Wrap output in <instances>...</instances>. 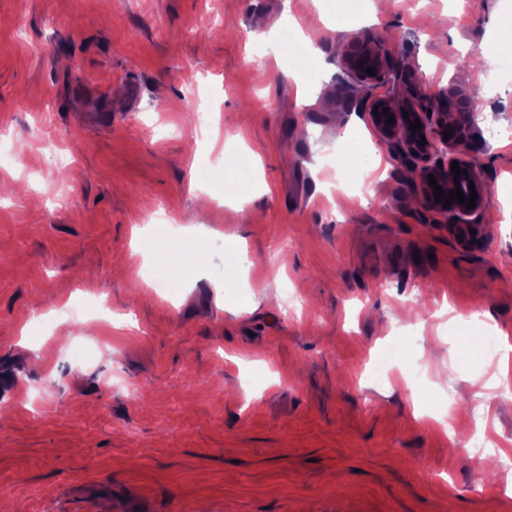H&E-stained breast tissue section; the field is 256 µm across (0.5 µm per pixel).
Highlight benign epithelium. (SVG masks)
Returning a JSON list of instances; mask_svg holds the SVG:
<instances>
[{"label": "benign epithelium", "mask_w": 512, "mask_h": 512, "mask_svg": "<svg viewBox=\"0 0 512 512\" xmlns=\"http://www.w3.org/2000/svg\"><path fill=\"white\" fill-rule=\"evenodd\" d=\"M352 51L344 52L339 57V65L349 76L361 86L372 90L391 82L403 86L400 99L395 100L386 95L372 98L370 110L377 111L371 120L379 138L386 144H395L400 154L417 160L420 166L417 178L420 182L423 200L433 207H444V203L435 201L434 190L428 184V176L434 175L437 184L442 187L443 197L461 187L463 194L468 196L469 185H474L477 199L474 208L468 209L464 204H450L449 211L457 224L469 223V217L477 213L483 205V184L478 175L476 161L458 154V150L466 147L471 137V113L469 97L463 93L452 92L446 96L426 94L417 88L407 75L400 72L381 38L374 37L365 31L355 33L350 40ZM376 74L369 75L368 69ZM408 115H403V112ZM454 112L457 118L448 122V113ZM394 117L395 123H387L388 117ZM420 120L421 129L412 131L410 124ZM450 138H444V133ZM425 136L424 145H419L420 136ZM458 163L460 170L468 172V176L459 177L454 181L451 163Z\"/></svg>", "instance_id": "obj_1"}]
</instances>
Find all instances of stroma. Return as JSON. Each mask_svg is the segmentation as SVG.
<instances>
[{"instance_id": "1", "label": "stroma", "mask_w": 512, "mask_h": 512, "mask_svg": "<svg viewBox=\"0 0 512 512\" xmlns=\"http://www.w3.org/2000/svg\"><path fill=\"white\" fill-rule=\"evenodd\" d=\"M314 12L299 106L279 64L303 46L269 30ZM510 23L512 0H0L6 512H512L468 433L512 448L502 352L445 313L512 343V135L488 133L512 132V85L487 88ZM363 29L425 93L480 60L472 238L339 67ZM361 152L382 162L364 193L323 192Z\"/></svg>"}]
</instances>
